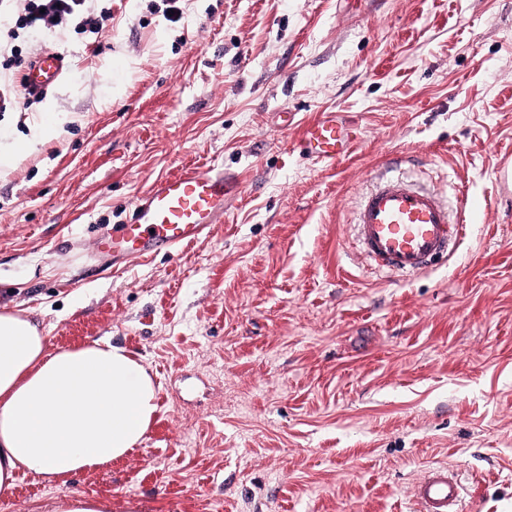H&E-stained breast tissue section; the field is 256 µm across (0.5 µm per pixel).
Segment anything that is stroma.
<instances>
[{
  "label": "stroma",
  "instance_id": "stroma-1",
  "mask_svg": "<svg viewBox=\"0 0 512 512\" xmlns=\"http://www.w3.org/2000/svg\"><path fill=\"white\" fill-rule=\"evenodd\" d=\"M99 33L16 29L0 90V309L50 350L107 341L153 378L142 441L100 469L19 475L0 512H417L452 468L462 512H512V0H96ZM71 65L21 92L43 49ZM359 140L336 167L302 127ZM26 152H19L20 144ZM215 162L242 191L196 244L112 264L93 243L159 178ZM452 184L468 235L438 269L379 273L354 243L389 170ZM358 129L336 119V112H321L302 132L303 154L314 164L334 165L351 152Z\"/></svg>",
  "mask_w": 512,
  "mask_h": 512
}]
</instances>
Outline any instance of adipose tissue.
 <instances>
[{"label": "adipose tissue", "mask_w": 512, "mask_h": 512, "mask_svg": "<svg viewBox=\"0 0 512 512\" xmlns=\"http://www.w3.org/2000/svg\"><path fill=\"white\" fill-rule=\"evenodd\" d=\"M155 411L151 376L123 348L52 352L28 317L0 312V493L21 471L63 480L125 456Z\"/></svg>", "instance_id": "adipose-tissue-1"}]
</instances>
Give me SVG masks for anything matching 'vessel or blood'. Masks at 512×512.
Here are the masks:
<instances>
[{"mask_svg":"<svg viewBox=\"0 0 512 512\" xmlns=\"http://www.w3.org/2000/svg\"><path fill=\"white\" fill-rule=\"evenodd\" d=\"M67 69L63 52L40 53L24 72L27 93L45 94ZM357 139V128L323 112L304 127L300 146L312 163L333 165L347 157ZM240 192L238 176L219 164L190 165L157 179L128 220L113 225L108 243L113 259L170 253L197 243L223 223L225 200ZM466 231V225L452 222L436 194L397 177L376 185L355 216L361 252L378 269L401 276L422 273L450 256ZM414 497L419 512H455L460 487L448 466H431L415 483Z\"/></svg>","mask_w":512,"mask_h":512,"instance_id":"1","label":"vessel or blood"}]
</instances>
